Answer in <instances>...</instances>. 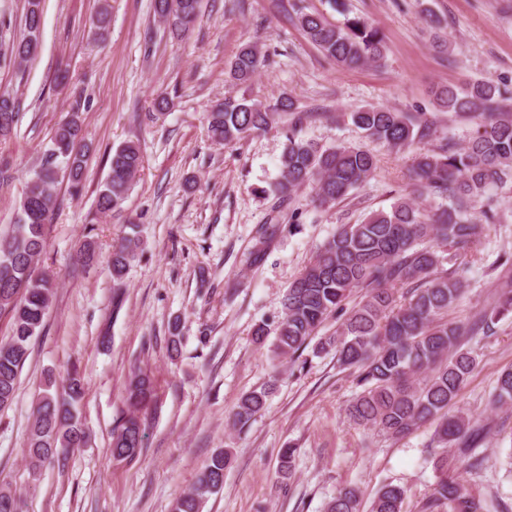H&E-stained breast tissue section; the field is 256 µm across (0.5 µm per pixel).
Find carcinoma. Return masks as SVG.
Returning a JSON list of instances; mask_svg holds the SVG:
<instances>
[{"instance_id":"obj_1","label":"carcinoma","mask_w":512,"mask_h":512,"mask_svg":"<svg viewBox=\"0 0 512 512\" xmlns=\"http://www.w3.org/2000/svg\"><path fill=\"white\" fill-rule=\"evenodd\" d=\"M344 15L342 24L328 21L321 12L296 11V20L308 40L340 67L379 65L385 57L384 35L368 19L350 15L344 0H329ZM201 0H154V14L179 34L200 13ZM28 35L13 45L14 58L35 56L41 25V0H28ZM265 62L254 44L242 46L229 68V77L248 83ZM512 99L504 84L478 80L462 91L443 86L434 92L436 107L469 116L475 127L467 144H447L419 154L410 170L414 192L448 197V205L426 211L411 197L397 199L388 210L373 212L358 224H341L321 246L313 261L292 282L282 300V317L275 329L273 352L292 359L318 329L336 313L344 318L336 331L320 342L333 350L344 369L354 370L362 391L348 408L356 425L374 426L400 440L426 422L436 423L435 436L442 448L463 441L470 421L448 414L468 378L478 367L477 358L462 347L465 328L448 321V308L460 296L464 282L448 274L444 262L466 253L480 241L484 225L469 217L481 204L486 221L494 219L489 188L512 182V113L503 102ZM281 114L289 116L288 146L280 158V174L269 192L279 202H290L295 192L310 186L312 203L328 208L363 186L376 169V156L362 146L324 148L301 137L310 118L296 111L293 100L283 97L272 106L252 99L226 97L208 112L212 138L226 145L245 135L264 130ZM353 123L366 138L392 151L431 138L432 124L417 115L381 106L351 113ZM18 120L16 101L0 94V138L8 137ZM89 145L74 112L59 123L50 139L39 169L34 171L20 203L15 224L0 233V313L11 317V335L0 344V410L9 406L17 390L18 376L33 341L41 335L55 288L48 270L36 271L46 244L45 226L56 210L59 164H64L68 187L77 195L83 189ZM142 166L138 146L126 142L112 151L109 172L98 193L96 212L120 207ZM138 239L124 236L112 246L109 265L119 281L135 257ZM395 281L408 285L398 293ZM358 288L365 298L345 308ZM47 380L34 410L27 437L29 466L35 470L47 460L63 468L68 452L85 442L86 432L78 421L77 406L84 384L77 370L68 373L62 391ZM269 390L244 395L234 413V425L245 426L264 409ZM154 398V386L144 373L128 383L127 400L132 413L112 428V455L133 457L142 447L144 424L135 412ZM493 403H512V368L497 377ZM230 453H214L196 484L179 495L172 512H202L205 500L224 485V470ZM458 459L443 452L436 458L433 491L420 502L418 512H508L501 501L477 493L450 472ZM405 491L399 485H383L371 502L370 512H405ZM0 512H25V502L16 494L0 491ZM326 512H359L354 489L339 491Z\"/></svg>"}]
</instances>
